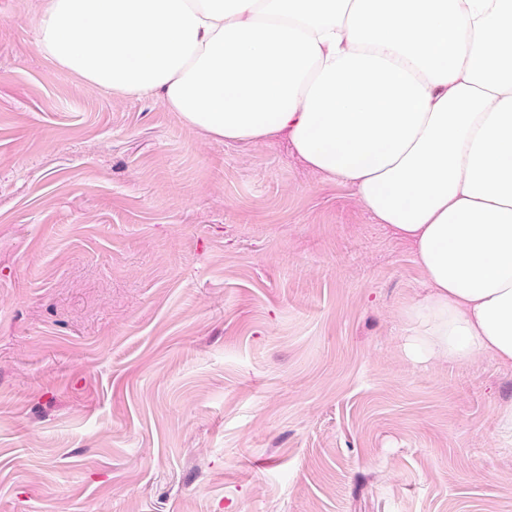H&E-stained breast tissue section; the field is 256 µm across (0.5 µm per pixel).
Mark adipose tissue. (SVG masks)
I'll return each mask as SVG.
<instances>
[{"instance_id": "ef3b65f1", "label": "adipose tissue", "mask_w": 512, "mask_h": 512, "mask_svg": "<svg viewBox=\"0 0 512 512\" xmlns=\"http://www.w3.org/2000/svg\"><path fill=\"white\" fill-rule=\"evenodd\" d=\"M41 54L216 140L282 136L408 240L413 364H512V0H42Z\"/></svg>"}]
</instances>
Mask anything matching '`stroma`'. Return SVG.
<instances>
[{
	"mask_svg": "<svg viewBox=\"0 0 512 512\" xmlns=\"http://www.w3.org/2000/svg\"><path fill=\"white\" fill-rule=\"evenodd\" d=\"M40 3L0 0V512H512V367L406 359L409 247L58 68Z\"/></svg>",
	"mask_w": 512,
	"mask_h": 512,
	"instance_id": "1",
	"label": "stroma"
}]
</instances>
